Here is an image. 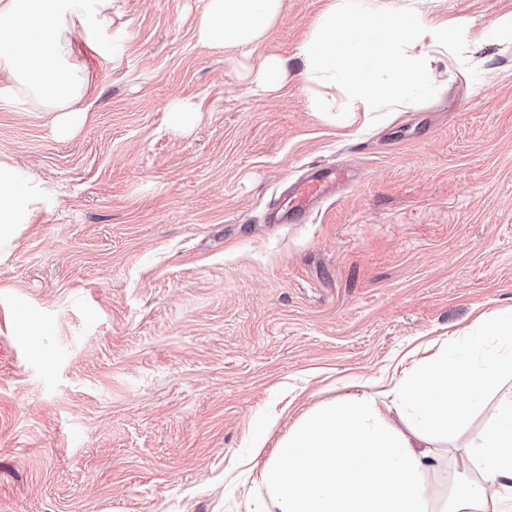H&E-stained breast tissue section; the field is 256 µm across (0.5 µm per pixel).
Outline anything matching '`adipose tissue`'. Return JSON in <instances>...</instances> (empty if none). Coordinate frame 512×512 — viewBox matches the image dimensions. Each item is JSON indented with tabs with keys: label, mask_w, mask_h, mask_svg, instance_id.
Here are the masks:
<instances>
[{
	"label": "adipose tissue",
	"mask_w": 512,
	"mask_h": 512,
	"mask_svg": "<svg viewBox=\"0 0 512 512\" xmlns=\"http://www.w3.org/2000/svg\"><path fill=\"white\" fill-rule=\"evenodd\" d=\"M285 0H204L196 35L211 49H239L264 91L288 81V62L260 47ZM447 17L415 0H328L299 49L311 108L342 88L367 112H406L442 94ZM120 0H0V105L55 115L59 136L83 122L89 84L73 43L100 48L122 34ZM54 191L0 160V253L33 223ZM512 308L478 316L426 357L403 362L383 390L362 388L304 412L258 461L267 497L255 512H512ZM500 397L466 440L480 396ZM451 446L443 463L435 449Z\"/></svg>",
	"instance_id": "1"
}]
</instances>
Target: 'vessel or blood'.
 Instances as JSON below:
<instances>
[{
    "instance_id": "vessel-or-blood-1",
    "label": "vessel or blood",
    "mask_w": 512,
    "mask_h": 512,
    "mask_svg": "<svg viewBox=\"0 0 512 512\" xmlns=\"http://www.w3.org/2000/svg\"><path fill=\"white\" fill-rule=\"evenodd\" d=\"M349 178L345 170L325 162L309 164L305 173L288 188V198L275 208L278 223H304L314 207Z\"/></svg>"
}]
</instances>
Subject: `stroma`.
<instances>
[{"label": "stroma", "mask_w": 512, "mask_h": 512, "mask_svg": "<svg viewBox=\"0 0 512 512\" xmlns=\"http://www.w3.org/2000/svg\"><path fill=\"white\" fill-rule=\"evenodd\" d=\"M325 4L286 0L275 93L198 43L201 0H122L123 41L74 37L73 136L0 106V158L56 191L0 255V512H246L260 428L512 307V0H438L455 75L394 119L311 111L297 52ZM313 162L358 180L267 223Z\"/></svg>", "instance_id": "35a3bbf8"}]
</instances>
